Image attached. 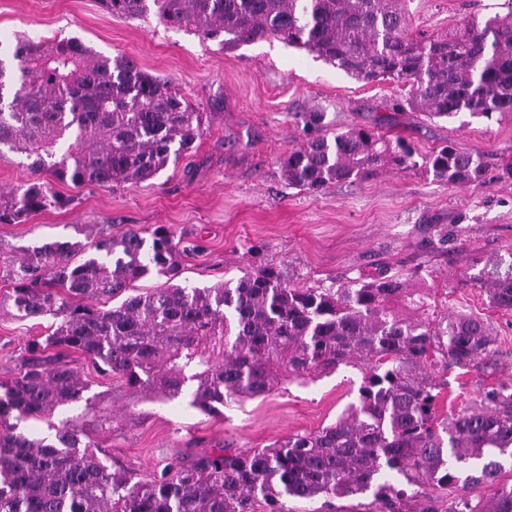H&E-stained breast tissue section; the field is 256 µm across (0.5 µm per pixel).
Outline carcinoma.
<instances>
[{
    "mask_svg": "<svg viewBox=\"0 0 512 512\" xmlns=\"http://www.w3.org/2000/svg\"><path fill=\"white\" fill-rule=\"evenodd\" d=\"M409 0H101L114 14L153 11L171 29L235 49L279 39L366 81L407 88L398 111L433 118L461 113L512 116V10L445 33L413 30ZM0 158L21 154L36 177L0 191V224L62 208L43 174L98 187L149 181L193 149L203 113L168 80L125 55L92 52L75 37H21L0 44ZM288 186L320 192L343 180L417 165L437 181L480 184L478 154L444 145L414 160L399 137L377 127L318 135L278 159ZM182 250L163 227L128 228L90 244L25 248L13 267L8 300L28 319L54 318L32 341L20 371L0 381V512H290L288 500H331L374 490V512H512V486L483 507L442 490L459 471L481 464L464 484L493 483L512 459V394H486L451 420L437 414L441 374L490 363L489 324L437 312L420 276L366 275L337 287L288 282L267 264L210 287L172 283ZM509 260L471 276L490 303L512 311ZM156 272L170 284L107 306ZM77 354L118 379L132 396L172 400L219 416L243 401L340 367L361 372L357 403L336 422L246 451L220 446L178 453L161 476L108 467L95 452L112 431L101 394L86 395L69 358ZM66 407L81 412L53 421ZM93 416L94 426L84 424ZM44 422L52 437L20 428ZM413 490L399 488L391 473Z\"/></svg>",
    "mask_w": 512,
    "mask_h": 512,
    "instance_id": "1",
    "label": "carcinoma"
}]
</instances>
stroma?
<instances>
[{"mask_svg": "<svg viewBox=\"0 0 512 512\" xmlns=\"http://www.w3.org/2000/svg\"><path fill=\"white\" fill-rule=\"evenodd\" d=\"M410 9L414 28L432 32L505 13L507 0H412ZM22 35L76 37L99 54L131 56L172 82L205 117L191 153L155 179L114 188L57 180L53 188L69 198L68 206L0 224V380L19 372L31 340L52 323L19 318L5 302L21 248L86 241L84 227L91 224L104 234L168 228L185 249L179 282L201 288L266 264L281 266L292 284L306 286L418 272L440 308L481 316L496 337L493 367L448 373L440 412L478 404L494 388L512 394V311L492 307L481 288L461 279L512 246V177L497 170L512 158V117L463 113L446 120L393 112L389 103L404 92L397 83L358 80L277 39L223 51L165 28L155 16L113 14L100 0H0V41ZM315 112L328 135L381 123L420 156L446 144L482 154L486 179L457 187L409 167L318 193L288 187L277 161L306 140L305 118ZM71 364L103 394L114 417L111 432L100 437L103 449L143 475L161 472L184 448H263L333 424L356 402L361 382L358 370L342 368L231 404L212 417L184 397L160 402L129 396L80 356Z\"/></svg>", "mask_w": 512, "mask_h": 512, "instance_id": "1", "label": "stroma"}]
</instances>
